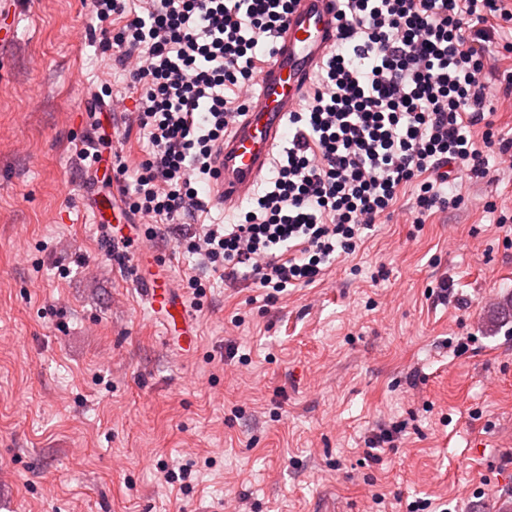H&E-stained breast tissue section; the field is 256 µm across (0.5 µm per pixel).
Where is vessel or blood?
I'll return each instance as SVG.
<instances>
[{"mask_svg":"<svg viewBox=\"0 0 512 512\" xmlns=\"http://www.w3.org/2000/svg\"><path fill=\"white\" fill-rule=\"evenodd\" d=\"M339 0H296L274 54L255 78L247 111L225 133L212 161L208 193L214 203L234 208L247 202L264 180L274 149L324 60L339 41ZM150 308L166 318L185 317L183 300L162 279L144 288Z\"/></svg>","mask_w":512,"mask_h":512,"instance_id":"obj_1","label":"vessel or blood"}]
</instances>
